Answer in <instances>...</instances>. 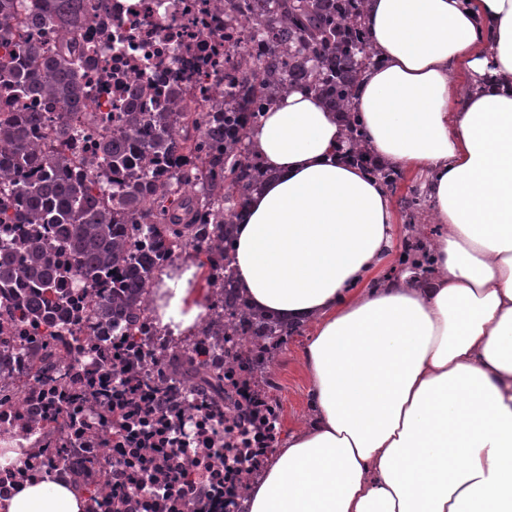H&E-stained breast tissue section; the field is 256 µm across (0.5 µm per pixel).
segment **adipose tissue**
<instances>
[{"mask_svg": "<svg viewBox=\"0 0 512 512\" xmlns=\"http://www.w3.org/2000/svg\"><path fill=\"white\" fill-rule=\"evenodd\" d=\"M352 99L378 162L427 179L433 273L378 271L391 194L345 159L344 116L293 88L251 128L269 172L237 218L249 306L310 327L307 424L253 479L247 512H512V0H367ZM470 83L455 85L458 73ZM204 263L175 265L156 323L195 335ZM0 512H84L53 476Z\"/></svg>", "mask_w": 512, "mask_h": 512, "instance_id": "ef3b65f1", "label": "adipose tissue"}]
</instances>
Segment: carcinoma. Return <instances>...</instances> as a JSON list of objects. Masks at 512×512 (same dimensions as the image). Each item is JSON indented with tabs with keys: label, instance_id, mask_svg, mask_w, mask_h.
Segmentation results:
<instances>
[{
	"label": "carcinoma",
	"instance_id": "obj_1",
	"mask_svg": "<svg viewBox=\"0 0 512 512\" xmlns=\"http://www.w3.org/2000/svg\"><path fill=\"white\" fill-rule=\"evenodd\" d=\"M262 2L254 26L267 53L244 62L239 72L243 111L158 112L150 127L142 113L128 112L122 131L98 132L101 154L117 169L150 148L168 150L170 156L159 158L164 180L123 185L105 202L91 175L96 159L87 158L85 174L76 176L67 151L43 150L34 130L45 124L44 113L0 112V183L15 188L12 196H0V225L22 232L13 248H0V289H31L25 313L54 321L65 303L59 290L77 279L95 294L104 319L126 317L133 325L156 272L177 251L192 247L216 269V257L226 256L237 210L260 177L245 149L249 130L266 106L294 87L348 113L350 157L386 187L397 188L401 173L373 164L361 124L350 113L355 85L373 59L362 30L365 0ZM15 5L16 0H0V75L15 79L22 92L69 107L86 105L77 75L81 57L71 41L89 21L82 0H38L30 25L51 18L63 40L54 50L17 31ZM40 225L61 242L70 263H56L43 239L27 232ZM130 226L151 236V254L130 255ZM399 263L423 271L431 266L418 244ZM246 316L258 325V336L285 343L293 334L250 311Z\"/></svg>",
	"mask_w": 512,
	"mask_h": 512
}]
</instances>
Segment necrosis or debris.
<instances>
[{"mask_svg": "<svg viewBox=\"0 0 512 512\" xmlns=\"http://www.w3.org/2000/svg\"><path fill=\"white\" fill-rule=\"evenodd\" d=\"M248 0H84L76 34L89 52L81 73L90 111L108 130L125 112H167L175 99L204 102L231 92L239 46L261 37L224 22V4ZM68 108L22 95L0 77V112ZM63 321L22 318L23 288L0 290V498L54 473L74 481L86 512H246L252 477L277 448L282 404L274 362L249 371L259 353L236 336L179 344L141 315L135 335L106 325L90 289H66ZM223 376V390L212 386Z\"/></svg>", "mask_w": 512, "mask_h": 512, "instance_id": "obj_1", "label": "necrosis or debris"}]
</instances>
